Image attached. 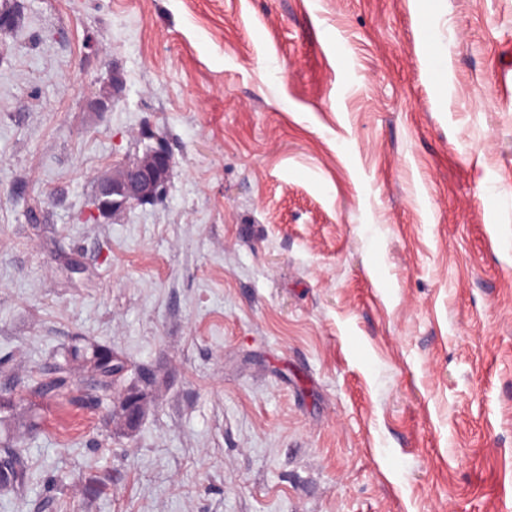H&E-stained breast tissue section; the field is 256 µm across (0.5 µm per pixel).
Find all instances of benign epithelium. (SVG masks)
<instances>
[{"instance_id": "7a95c632", "label": "benign epithelium", "mask_w": 512, "mask_h": 512, "mask_svg": "<svg viewBox=\"0 0 512 512\" xmlns=\"http://www.w3.org/2000/svg\"><path fill=\"white\" fill-rule=\"evenodd\" d=\"M171 166V155L165 142L156 139L142 157L112 172V180L98 182L95 195L97 216L107 217L130 206L163 199L168 190Z\"/></svg>"}]
</instances>
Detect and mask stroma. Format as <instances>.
Masks as SVG:
<instances>
[{
    "label": "stroma",
    "mask_w": 512,
    "mask_h": 512,
    "mask_svg": "<svg viewBox=\"0 0 512 512\" xmlns=\"http://www.w3.org/2000/svg\"><path fill=\"white\" fill-rule=\"evenodd\" d=\"M4 3L0 392L131 364L0 410V512H512V0ZM146 131L166 197L96 217ZM56 356L62 357L63 362H55L53 379L43 378L37 373L28 388L31 395L48 398L78 390V381L73 377L69 363L81 357L85 363L83 373L93 380V386L98 390L97 401L112 399V389L116 386L117 377H120L125 368V360L112 352V348L78 338L74 344L62 348L53 357ZM16 447L10 439L0 441V490L5 492L27 483L30 479L27 462L14 449Z\"/></svg>",
    "instance_id": "stroma-1"
}]
</instances>
